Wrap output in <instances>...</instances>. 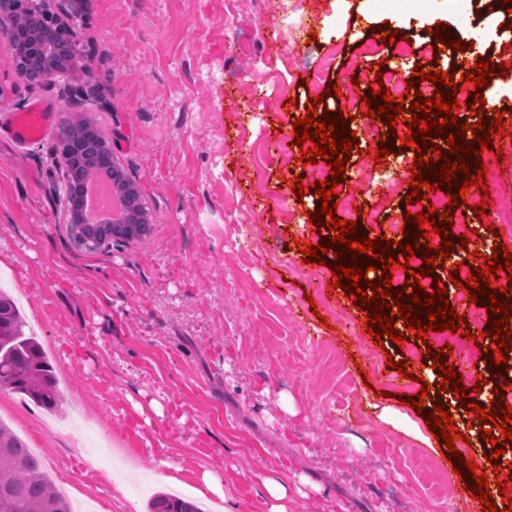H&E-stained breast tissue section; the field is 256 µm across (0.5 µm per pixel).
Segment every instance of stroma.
Wrapping results in <instances>:
<instances>
[{
  "instance_id": "35a3bbf8",
  "label": "stroma",
  "mask_w": 512,
  "mask_h": 512,
  "mask_svg": "<svg viewBox=\"0 0 512 512\" xmlns=\"http://www.w3.org/2000/svg\"><path fill=\"white\" fill-rule=\"evenodd\" d=\"M68 23L86 62L71 75L27 85L14 78L0 36V288L15 300L59 381L51 413L0 390V421L41 451L54 484L95 512H147L157 493L221 476L237 512H268L263 478L306 476L295 512H472L463 481L434 467L443 440L425 444L380 423L390 406L417 428L425 420L384 397L387 359L343 289L310 292L333 274L289 237L318 243L307 214L313 189L295 195L293 171L264 156L273 129L292 134L309 107L311 80L333 55L335 83L375 74L447 69L430 43L441 23L453 38L512 55V19L500 0L460 9L430 0L420 11L375 0H303L281 15L275 0H87ZM393 25L412 56L366 52L373 27ZM236 87L245 103L272 105L255 118L224 109ZM154 218L151 236L88 253L65 232L53 138L20 144L6 112L48 103L72 112L81 91ZM296 108H289V100ZM411 181L398 157L350 153L347 188L374 223L389 224ZM358 327L351 347L330 328ZM176 475V484L166 481Z\"/></svg>"
}]
</instances>
